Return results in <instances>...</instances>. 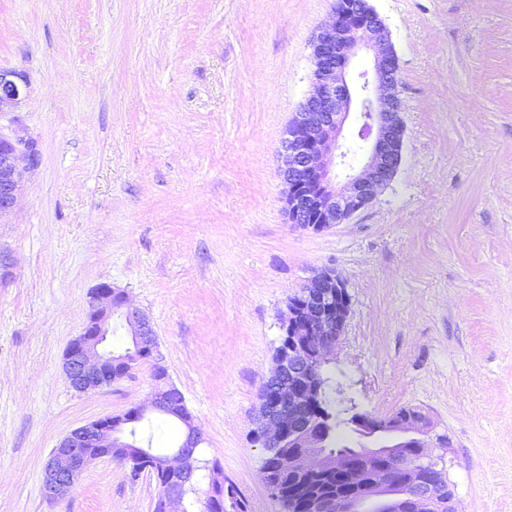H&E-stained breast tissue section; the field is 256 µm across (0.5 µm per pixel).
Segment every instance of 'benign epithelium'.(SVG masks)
<instances>
[{
	"mask_svg": "<svg viewBox=\"0 0 512 512\" xmlns=\"http://www.w3.org/2000/svg\"><path fill=\"white\" fill-rule=\"evenodd\" d=\"M363 49L372 52V72L351 77V60ZM312 58L310 90L286 129L279 174L291 223L322 231L367 208L395 177L402 162L404 103L390 32L367 0H337L332 19L313 39ZM28 87L26 75L0 70V112L18 106ZM352 112L358 114L359 139L371 142L358 170L354 150L338 143ZM22 157L35 163V144L0 133V217L19 204ZM338 166L349 173L337 189L333 182ZM348 306L344 281L328 271L308 280L289 301L288 316L282 321L284 338L264 383L269 396L259 404L252 439L262 448H290L279 459L280 467L290 473L333 470L345 482L335 499L312 506L313 512H440L445 507L458 512L448 493L444 458L433 454V449L447 446V436L434 433L420 412L385 417L354 412L350 426L357 439L355 452L331 456L323 451L326 439L315 427L323 393L316 362L334 355ZM114 320L121 321L153 365L164 367L150 317L132 306L125 292L101 283L90 292L81 334L63 356V370L75 392H95L120 380L113 374L116 361L107 344ZM132 410L141 421L152 413H165L183 422L185 433L177 448L169 453L142 451L138 458L148 464L137 472L168 477L159 486L154 512H188L186 503L197 493L196 476L202 470L197 451L204 438L182 392L166 372L162 380L153 381L149 401ZM127 418L125 413L100 417L65 435L44 465V497L67 498L92 461L110 458L113 449L124 447L120 429ZM298 443L306 448L302 455L291 452Z\"/></svg>",
	"mask_w": 512,
	"mask_h": 512,
	"instance_id": "7a95c632",
	"label": "benign epithelium"
}]
</instances>
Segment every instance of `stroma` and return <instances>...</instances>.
Here are the masks:
<instances>
[{
	"instance_id": "35a3bbf8",
	"label": "stroma",
	"mask_w": 512,
	"mask_h": 512,
	"mask_svg": "<svg viewBox=\"0 0 512 512\" xmlns=\"http://www.w3.org/2000/svg\"><path fill=\"white\" fill-rule=\"evenodd\" d=\"M400 65L393 181L347 223L291 224L284 131L336 0H0V132L34 141L0 217V512H153L154 478L101 458L72 494L41 473L72 429L147 400L150 364L77 394L62 369L90 291L151 318L248 512H284L250 437L289 297L330 270L349 312L327 366L358 411L447 435L459 512H512V0H368ZM28 87L26 75L0 70V112H7L18 106L26 97Z\"/></svg>"
}]
</instances>
